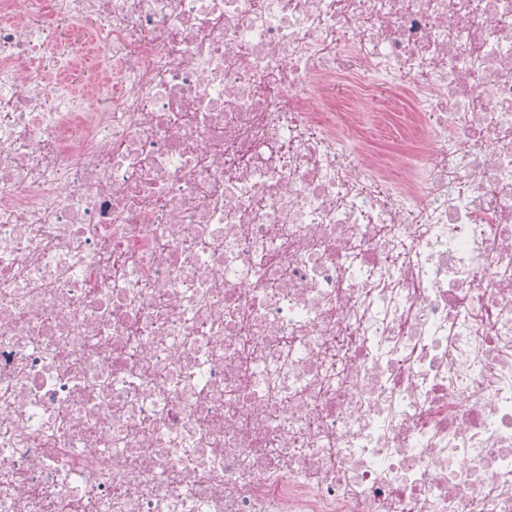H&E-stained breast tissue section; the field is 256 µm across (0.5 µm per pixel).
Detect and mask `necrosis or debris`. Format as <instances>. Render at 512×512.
<instances>
[{"label": "necrosis or debris", "mask_w": 512, "mask_h": 512, "mask_svg": "<svg viewBox=\"0 0 512 512\" xmlns=\"http://www.w3.org/2000/svg\"><path fill=\"white\" fill-rule=\"evenodd\" d=\"M0 512H512V0H0Z\"/></svg>", "instance_id": "obj_1"}]
</instances>
